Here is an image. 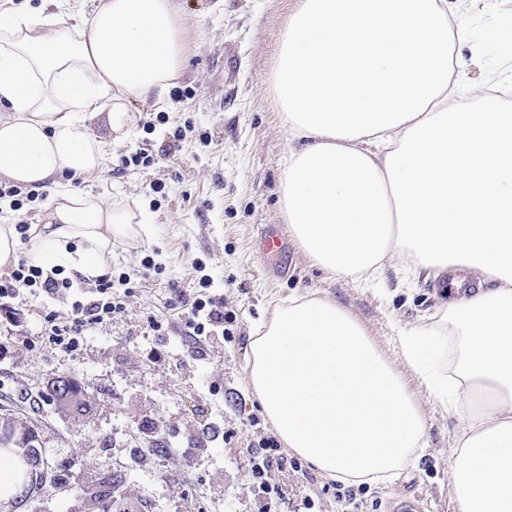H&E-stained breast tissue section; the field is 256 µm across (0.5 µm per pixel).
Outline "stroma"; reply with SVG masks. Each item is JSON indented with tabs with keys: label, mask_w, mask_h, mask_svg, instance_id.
Wrapping results in <instances>:
<instances>
[{
	"label": "stroma",
	"mask_w": 512,
	"mask_h": 512,
	"mask_svg": "<svg viewBox=\"0 0 512 512\" xmlns=\"http://www.w3.org/2000/svg\"><path fill=\"white\" fill-rule=\"evenodd\" d=\"M299 0H177L187 66L163 104L134 101L135 121L124 142L91 179L70 177L92 194L111 189L113 204L147 208L149 235L115 244L107 266L139 287L122 299L111 321L89 326L77 350L42 344L44 316L69 312L93 281L73 274L64 297L21 294L0 299V404L34 425L40 447L61 448L72 474L109 470L116 499L132 512H345L336 482L289 456L273 479L283 499L266 502L251 475L249 451L275 431L247 377L253 326L275 306L300 294L336 300L403 371L429 428V444L404 478L368 484L364 512H393L395 499L417 492L426 512H455L448 471L460 421L448 414L407 370L391 341L392 324L411 328L440 304L434 275L415 271L396 255L380 282L365 287L330 277L291 235L279 209L281 162L288 132L270 82L286 20ZM471 20L487 51L469 69L471 83L512 86V0H448ZM183 137H176V130ZM144 152L149 167L123 166ZM161 190H153V183ZM279 229L280 258L264 254L261 230ZM233 318L224 330L196 340L185 322L200 277ZM162 324L153 330L152 321ZM76 376L92 405L69 417L46 396L51 380ZM167 438L171 452L152 454L150 434Z\"/></svg>",
	"instance_id": "obj_1"
}]
</instances>
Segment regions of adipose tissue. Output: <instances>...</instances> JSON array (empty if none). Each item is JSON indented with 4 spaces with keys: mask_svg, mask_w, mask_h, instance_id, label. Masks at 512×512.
Wrapping results in <instances>:
<instances>
[{
    "mask_svg": "<svg viewBox=\"0 0 512 512\" xmlns=\"http://www.w3.org/2000/svg\"><path fill=\"white\" fill-rule=\"evenodd\" d=\"M448 0H301L271 91L291 145L280 211L331 276L364 282L393 251L421 269L466 270L428 323L397 325L403 362L461 421L448 487L456 512H512V106L463 89L480 63ZM186 67L174 0H97L81 25L0 13V175L52 180L28 253L91 279L148 225L61 183L100 172L106 111L123 139L129 100H163ZM248 382L285 448L347 485L400 480L428 441L406 381L335 300L302 295L252 330Z\"/></svg>",
    "mask_w": 512,
    "mask_h": 512,
    "instance_id": "obj_1",
    "label": "adipose tissue"
}]
</instances>
